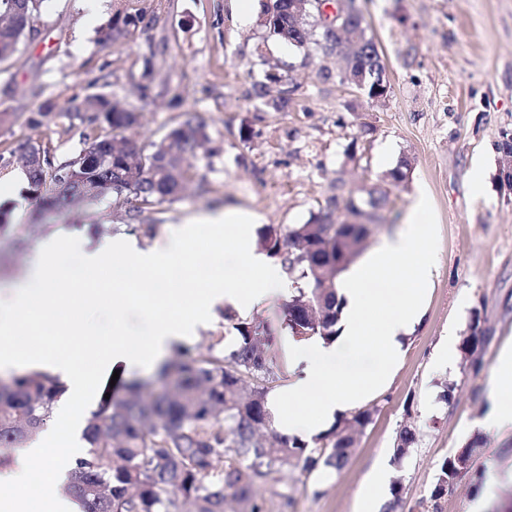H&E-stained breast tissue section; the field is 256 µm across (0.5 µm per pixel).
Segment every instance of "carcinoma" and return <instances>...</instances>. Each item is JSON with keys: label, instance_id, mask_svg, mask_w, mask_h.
<instances>
[{"label": "carcinoma", "instance_id": "1", "mask_svg": "<svg viewBox=\"0 0 512 512\" xmlns=\"http://www.w3.org/2000/svg\"><path fill=\"white\" fill-rule=\"evenodd\" d=\"M45 0H0V61L18 50ZM336 0L328 21L336 26L317 30L296 20L294 0H266L258 18L265 38H274L304 52L327 47L347 61L339 83L373 99L388 93L386 68L355 0L342 6ZM154 11L148 0H124L99 29L100 40L118 44L151 27ZM144 56L138 92L151 98L152 59ZM270 85L280 87L273 107H288L295 87H283L281 73L270 69L255 84L256 97L267 95ZM51 117L73 123L105 124L110 132L83 134L84 147L72 161L56 164L49 150L31 141H19L0 153V169L21 165L28 196L43 211L65 214L90 207L103 199L135 220L142 209H125L134 198L146 207L185 198L194 162L210 142L204 123L192 113L172 126L147 148L131 138L141 125V113L127 109L104 93L74 97L57 107L49 100L30 112L28 123L40 126ZM389 194L381 188L366 192L365 206L383 210ZM338 198L304 224L266 225L257 246L276 259L294 279V293L282 310V325L296 338L337 334L342 303L336 296L340 275L364 250L369 235L362 224H350L336 212ZM234 322L235 345L220 352L219 342L207 353L184 348L177 360L160 370L165 389L156 396L128 384L107 408L87 420L86 454L78 460L63 492L78 499L82 512H224L231 499L238 512H263L264 492L280 495L268 483L290 468L311 475L341 471L371 421V411L359 408L339 418L330 431L312 443L276 433L267 411L269 384L282 364L271 349L267 327L255 321ZM63 386L38 371L0 379V448H21L50 421ZM419 440V431L403 426L396 436L393 464L403 467ZM458 454L439 465L437 483L430 494L436 501L448 486L462 478Z\"/></svg>", "mask_w": 512, "mask_h": 512}]
</instances>
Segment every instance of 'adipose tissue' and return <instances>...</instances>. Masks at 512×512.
<instances>
[{"label": "adipose tissue", "mask_w": 512, "mask_h": 512, "mask_svg": "<svg viewBox=\"0 0 512 512\" xmlns=\"http://www.w3.org/2000/svg\"><path fill=\"white\" fill-rule=\"evenodd\" d=\"M259 222V216L247 210H218L179 225L166 239L149 245L118 233L84 252L90 269L114 257L132 266L136 278L123 283L81 282L51 260L56 241L43 244L28 285L13 294L17 318L0 323V372L46 371L64 386L66 403L57 412V424L17 449L13 464L0 470V512H81L77 502L59 491L80 456L84 423L76 409L95 397L112 368L156 365L174 345L194 341L207 330L219 309L246 318L255 304L288 294L281 267L256 247ZM204 224L230 248L236 277L221 281L202 275L191 246ZM437 268L436 232L429 202L421 196L406 224L339 279L336 292L344 307L335 340L284 338L298 373L267 401L280 433L312 440L389 387L404 357V340L422 317ZM104 298L112 308V334L97 341L93 313ZM75 306L81 307L82 316L67 326L68 343L86 348L88 362L15 345V336L31 321L32 309L58 316ZM364 355L372 361L371 370L358 366ZM486 393L489 409L482 427L512 430V346L501 351L490 369ZM35 475L50 489L38 500L29 494Z\"/></svg>", "instance_id": "obj_1"}]
</instances>
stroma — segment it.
I'll return each instance as SVG.
<instances>
[{
  "label": "stroma",
  "mask_w": 512,
  "mask_h": 512,
  "mask_svg": "<svg viewBox=\"0 0 512 512\" xmlns=\"http://www.w3.org/2000/svg\"><path fill=\"white\" fill-rule=\"evenodd\" d=\"M47 0L35 39L0 63V150L30 140L50 146L55 161L76 158L82 128L55 119L32 126L34 105L64 106L75 96L103 92L144 112L134 135L138 145L159 140L194 112L205 122L210 153L197 162L195 188L173 204L145 208L142 223H126L111 201L68 219L32 220L33 204L21 192L0 199L11 222L0 230V321L12 313L1 298L27 282L31 258L51 239L98 241L106 235L144 239L143 224L162 237L186 219L217 208L245 209L262 224L305 223L335 195L377 183L400 157H409V180L392 188L369 245L406 221L418 191H425L436 226L439 267L423 317L407 339L405 357L389 388L369 401L372 422L341 472L283 474L288 499L267 497V512H353L373 464L391 465L398 430L413 424L420 441L402 471L399 512H418L429 497L439 463L474 436L482 444L474 468L498 480L488 507L512 501V433L482 429L488 409L486 379L501 344L512 339V190L500 187L498 148L512 132V0H359L366 33L386 67L389 91L375 102L321 81L322 53L263 40L257 24H239L228 0H154L153 27L121 45L97 39L119 0ZM153 60V98L141 101L140 80L148 44ZM280 64L295 87L286 110L262 105L253 85ZM482 192L474 194L472 170ZM480 314V367L440 366L435 350L448 333L467 336ZM452 384L449 402L438 395Z\"/></svg>",
  "instance_id": "stroma-1"
}]
</instances>
